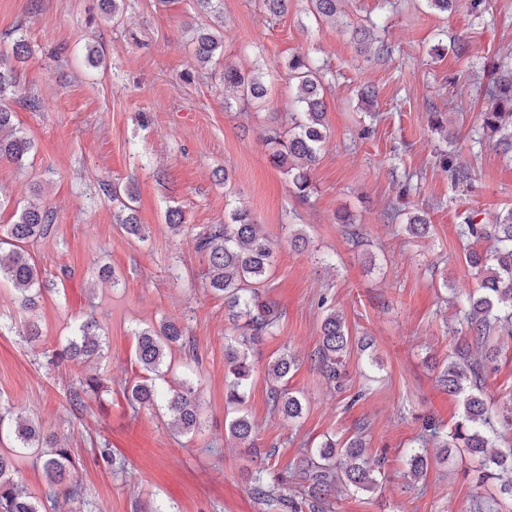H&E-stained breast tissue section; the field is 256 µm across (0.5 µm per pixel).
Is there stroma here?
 <instances>
[{
    "mask_svg": "<svg viewBox=\"0 0 512 512\" xmlns=\"http://www.w3.org/2000/svg\"><path fill=\"white\" fill-rule=\"evenodd\" d=\"M223 8L224 57L246 73L262 67V107L225 105L223 84L195 60L192 0H126L117 22L99 0H0V48L19 38L29 48L18 65L28 98L10 106L35 144L23 165L0 163V225L14 223L18 206L36 195L54 215L28 248L51 282L40 308L25 313L14 291L0 287V412L30 418L70 448L71 478L84 495L68 512H285L253 494L251 475L264 468L269 480L288 479L304 454L329 438L345 443L360 423L368 462L381 464L385 479L371 493H337L332 512H477L490 498L512 512L498 480L481 479L466 453L429 444L427 473L416 481L405 458L425 419L448 430L462 414L433 368L456 344L459 300L478 286L456 226L472 211L512 208V162L479 117L493 67L512 64V0H487L479 12L459 0L449 13L426 0H343L335 23L322 25L311 22L308 0H291L279 16L263 0H223ZM356 27L374 44L360 49ZM458 38L469 44L461 57L449 48ZM380 41L390 54L379 55ZM91 49L99 66L87 61ZM299 52L326 74L327 136L305 202L263 141L268 126L297 109L287 64ZM365 86L372 100L362 98ZM437 112L440 131L431 122ZM450 150L473 169L471 186L452 183L440 167L439 153ZM219 169L227 184L218 183ZM112 184L134 190L146 241L116 223ZM391 206L426 212L429 236L404 233L386 217ZM170 207L183 213L180 230L166 222ZM238 207L275 244L263 297L281 312L275 333L252 351L245 409L257 425L256 452L225 431L224 346L233 330L223 298L207 286L209 257L195 247L198 233ZM343 209L359 240L337 223ZM293 228L306 235L305 249L289 245ZM103 264L118 284L97 278ZM328 305L354 339H375L364 351L350 344L337 388L311 359ZM89 315L106 341L103 357L50 364L49 353ZM172 318L193 346L174 353L166 376L173 386L198 385L202 426L191 436L176 433L164 409L132 411L124 395L140 372L134 330ZM31 319L42 328L36 343L26 339ZM286 351L298 359L289 386L305 404L295 420L272 413L266 377L268 362ZM94 372L103 392L72 406L70 391ZM484 392L498 430L512 433V338L501 341Z\"/></svg>",
    "mask_w": 512,
    "mask_h": 512,
    "instance_id": "1",
    "label": "stroma"
}]
</instances>
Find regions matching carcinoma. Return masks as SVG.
I'll return each mask as SVG.
<instances>
[{
	"label": "carcinoma",
	"mask_w": 512,
	"mask_h": 512,
	"mask_svg": "<svg viewBox=\"0 0 512 512\" xmlns=\"http://www.w3.org/2000/svg\"><path fill=\"white\" fill-rule=\"evenodd\" d=\"M197 10L207 15L211 24L193 29L192 44L202 67L219 72L224 89L232 90L243 106H259L265 100L267 87L259 73H244L235 64L224 61V11L221 0H193ZM342 0H310V13L318 24L334 22ZM27 44L16 40L11 50L0 52V161L22 164L34 149V143L14 124L15 112L6 101L11 95L20 99L17 71L13 62L24 60ZM288 70L297 84V111L289 115L288 125L266 128L265 142L272 149L270 161L288 174L294 194L306 200L313 191L311 171L326 137L323 74L314 67L308 55L298 53L288 61ZM485 95L489 104L481 113L482 128L498 136L504 154L512 153V68H495ZM440 163L456 183L472 180V170L449 152ZM112 202L118 204V224L129 236L146 241L145 225L136 215L135 195L126 187L112 185ZM40 197L27 202L12 224L0 227V284L7 283L16 294L20 308L34 312L41 302L47 280L32 258L25 255V246L47 234L52 211L39 203ZM404 230L415 238L430 234L431 224L425 213H409ZM458 235L466 243L487 241L491 250L480 252L467 248L465 262L478 281L458 308L454 352L438 367L437 383L445 390L463 396L464 411L451 431L440 437L439 427L432 419L425 422L418 437L419 447L411 449L407 458L410 473L423 476L428 467L424 448L431 439H442L443 448H463L477 462L485 476L500 480V493L512 499V442H501L489 410L483 386L489 365L496 361L499 348L493 338L504 327L512 336V208L488 217L472 211L458 227ZM196 247L209 254L208 288L224 296V316L238 331L224 349V401L235 416L226 422L228 436L246 448H257L255 424L244 409L254 363L249 350L273 333L280 318L275 303L265 300L259 285L270 276L274 260V243L261 232L245 208H236L222 224H213L196 239ZM135 359L143 374L127 390L133 411L141 407H163L174 416V424L182 435L195 433L199 426L196 388L184 380L175 387L161 381L168 359L176 350L189 352V337L176 321L147 326L134 331ZM350 336L345 321L336 309L329 307L321 324V341L312 360L330 382L340 383L342 356L349 347ZM104 342L96 321L88 318L79 323L67 344L52 353V362L100 357ZM296 358L282 354L270 362L272 409L288 419L301 416L300 398L288 389L289 374ZM103 386L98 376L80 382L70 394L74 405L84 403L82 395L96 392ZM12 442L11 451L0 452V512H43L45 502L55 509L60 502L78 500L82 487L64 483L73 467L71 449L60 446L44 435L36 423L19 418L11 420L0 415V442ZM30 450L40 451L39 459L48 483L43 497L27 491L16 479L18 458ZM363 437L355 436L344 445L336 440L323 441L316 453L301 460L296 467L295 486L285 490L269 482L264 471L252 476L253 493L262 499L275 500L288 512H325L328 496L338 485L357 491L373 492L382 484V473L367 466Z\"/></svg>",
	"instance_id": "obj_1"
}]
</instances>
